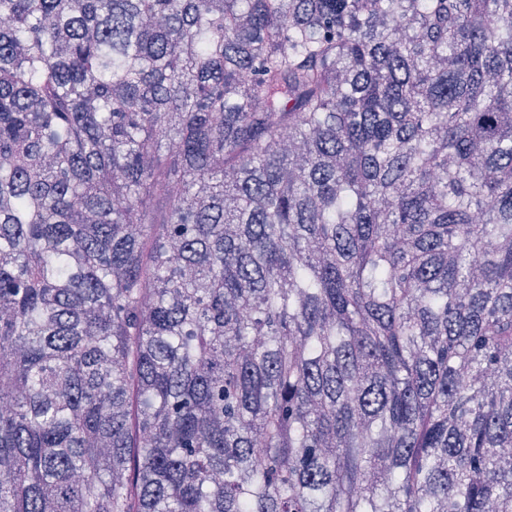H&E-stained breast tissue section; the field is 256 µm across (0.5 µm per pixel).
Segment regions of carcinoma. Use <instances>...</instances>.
I'll return each mask as SVG.
<instances>
[{
    "instance_id": "cac0c4a2",
    "label": "carcinoma",
    "mask_w": 512,
    "mask_h": 512,
    "mask_svg": "<svg viewBox=\"0 0 512 512\" xmlns=\"http://www.w3.org/2000/svg\"><path fill=\"white\" fill-rule=\"evenodd\" d=\"M0 512H512V0H0Z\"/></svg>"
}]
</instances>
